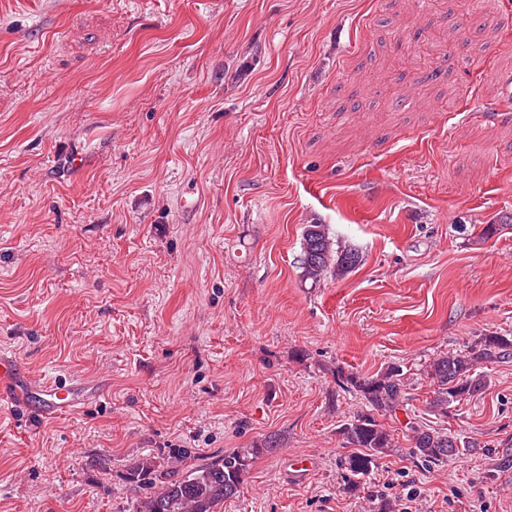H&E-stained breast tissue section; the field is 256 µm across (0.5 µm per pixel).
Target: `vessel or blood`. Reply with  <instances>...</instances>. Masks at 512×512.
<instances>
[{
  "label": "vessel or blood",
  "instance_id": "obj_1",
  "mask_svg": "<svg viewBox=\"0 0 512 512\" xmlns=\"http://www.w3.org/2000/svg\"><path fill=\"white\" fill-rule=\"evenodd\" d=\"M26 395L28 404L44 418H53L59 413L81 411L87 397L74 384L53 380L31 384L25 364L17 356L4 352L0 354V400H11Z\"/></svg>",
  "mask_w": 512,
  "mask_h": 512
}]
</instances>
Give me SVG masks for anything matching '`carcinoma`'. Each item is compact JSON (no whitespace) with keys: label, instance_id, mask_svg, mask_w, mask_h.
Listing matches in <instances>:
<instances>
[{"label":"carcinoma","instance_id":"carcinoma-1","mask_svg":"<svg viewBox=\"0 0 512 512\" xmlns=\"http://www.w3.org/2000/svg\"><path fill=\"white\" fill-rule=\"evenodd\" d=\"M362 261L352 247L332 248L324 224H308L301 239L297 259L300 278L317 284L329 271L343 276ZM512 362V338L486 335L464 354H445L427 365L426 374L435 384L431 407L443 415L455 404L483 391L487 376L479 371L485 364ZM407 381L402 367L392 365L372 376L336 371V382L343 391L363 401L365 411L342 424L341 434L354 451L341 456L337 467L345 472L352 488L374 470L378 461L394 448L392 434L376 419L381 413L397 416L407 396ZM413 441L410 453L427 463H445L474 442L458 438L414 418L405 423ZM261 448H238L196 461L191 448H180L166 458L143 457L129 465L125 480L144 492L136 512H215V507L239 492Z\"/></svg>","mask_w":512,"mask_h":512}]
</instances>
